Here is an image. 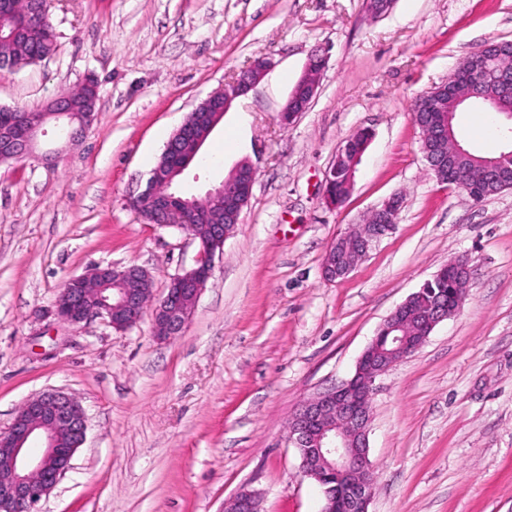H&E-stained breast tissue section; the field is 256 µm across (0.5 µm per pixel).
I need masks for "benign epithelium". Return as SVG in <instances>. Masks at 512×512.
<instances>
[{
	"label": "benign epithelium",
	"instance_id": "7a95c632",
	"mask_svg": "<svg viewBox=\"0 0 512 512\" xmlns=\"http://www.w3.org/2000/svg\"><path fill=\"white\" fill-rule=\"evenodd\" d=\"M507 51L506 43L485 45L480 50L482 64L457 72L452 83L419 96L420 106L434 113L433 120L424 122L419 114H414V124L428 129V134L421 135V151L436 179L459 185L473 200L482 192L483 181L503 179L512 171V148L491 159L483 180L468 183L443 163L431 143H442L448 138L447 95L452 97L454 106L489 102L512 121V67L500 63ZM325 64L323 55L309 60L304 75L278 114L282 127H288L307 111L317 94L318 77ZM271 66V61L264 58L252 61L189 112L164 148L178 165L167 175L152 170L145 188L128 199V205L141 215V201L151 198L155 205L148 213L150 223L190 232L199 245L195 264L171 277L164 295L153 303L149 302L152 289L126 286L129 281L152 280L148 270L135 265L93 266L70 278L69 285L60 290L54 303V315L59 320L78 325L91 318H102L113 330L126 332L140 322L151 305L157 339L170 340L182 332L212 275L215 257L223 252L226 238L239 223L251 196L256 170L251 162L241 161L203 197L195 196L191 201L178 197L174 177L184 174L224 112L235 99L255 88ZM78 93L86 100L81 110L74 106L71 94L51 99L34 111L0 107V163L19 162L32 156L39 136L45 134L51 123L65 122L72 135L92 125L98 90L87 79ZM349 152L348 140L336 152L326 175L325 198L333 207L342 205L331 194V186L339 164ZM401 207V198L394 195L372 210L365 223L336 238L324 258V278H345L373 242L396 229ZM460 271L452 295L447 298L435 297L419 308L415 300L423 289L408 296L379 326L358 358L353 374L305 399L288 422V443L299 451L302 472L321 487L322 512H368L374 489L368 434L375 382L418 350L437 325L460 309L470 280L469 263H460ZM109 282L119 284L120 288L111 292L104 287ZM86 432L84 410L70 395L49 390L28 399L10 427L0 432V512H37L35 506L71 467ZM229 512H259L257 495L248 489L240 490L233 497Z\"/></svg>",
	"mask_w": 512,
	"mask_h": 512
}]
</instances>
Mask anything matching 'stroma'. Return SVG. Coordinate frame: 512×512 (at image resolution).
Here are the masks:
<instances>
[{"label":"stroma","mask_w":512,"mask_h":512,"mask_svg":"<svg viewBox=\"0 0 512 512\" xmlns=\"http://www.w3.org/2000/svg\"><path fill=\"white\" fill-rule=\"evenodd\" d=\"M55 53L0 69V106L39 109L97 79V117L40 154L0 165V430L57 389L88 421L40 512H225L240 489L260 512H321L287 439L302 401L349 378L383 320L449 260L472 268L460 310L376 382L369 512H512V190L473 203L421 152L415 99L459 63L512 41V0H50ZM317 95L289 127L278 113L311 54ZM272 66L225 113L191 168L202 195L241 160L256 168L240 222L183 332L153 336L152 313L119 333L57 319L68 278L138 265L163 295L198 243L127 205L186 115L253 60ZM458 141L492 156L512 122L462 106ZM373 137L350 197L325 175L362 128ZM394 234L343 280L322 276L336 236L392 195Z\"/></svg>","instance_id":"obj_1"}]
</instances>
